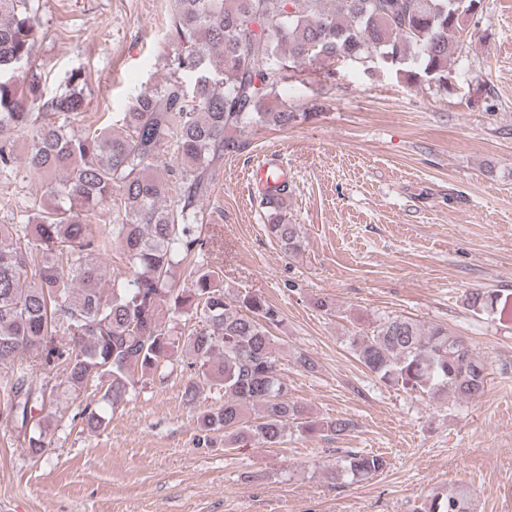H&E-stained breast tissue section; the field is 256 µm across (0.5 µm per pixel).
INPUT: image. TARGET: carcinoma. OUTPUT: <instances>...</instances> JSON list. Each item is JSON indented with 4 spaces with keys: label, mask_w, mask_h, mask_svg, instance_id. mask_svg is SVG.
<instances>
[{
    "label": "carcinoma",
    "mask_w": 512,
    "mask_h": 512,
    "mask_svg": "<svg viewBox=\"0 0 512 512\" xmlns=\"http://www.w3.org/2000/svg\"><path fill=\"white\" fill-rule=\"evenodd\" d=\"M165 57L168 74L139 90L110 124L86 122L82 74L70 89L44 93L31 64L40 31L31 0H0V173L13 169L15 139L27 140L24 165L49 201H25L24 224H0V404L23 448H46L42 415L62 396L100 387L74 418L93 431L105 425L146 376L166 379L173 363L194 371L186 393L205 390L219 404L197 419V441L224 450L274 447L288 433L341 435L344 419L307 421L289 400L272 328L277 309L257 294L224 297L209 266L199 203L211 194L224 157L244 150L257 128H286L305 112L280 100L289 72L314 61L370 63L405 82L448 90V63L472 36L468 20L481 0H171ZM195 76L187 88L181 74ZM83 123L81 130L75 124ZM120 126L115 133L112 127ZM178 189L149 174L165 149ZM119 190L112 197L113 190ZM288 186L261 197L267 232L286 254L300 250L301 229L282 216ZM112 223L95 224L96 209ZM118 248L126 271L105 278L100 258ZM184 280L189 287L176 289ZM475 313L512 317V299L472 291ZM167 310L195 321L174 334ZM63 340H58V337ZM358 360L380 381L434 400L480 397L489 364L467 339L435 324L387 316L349 338ZM29 361L20 362L22 355ZM63 367L58 380L52 370ZM259 413L251 414V410ZM379 454L347 451L333 478L382 472ZM462 484L431 500L428 512H470Z\"/></svg>",
    "instance_id": "carcinoma-1"
}]
</instances>
